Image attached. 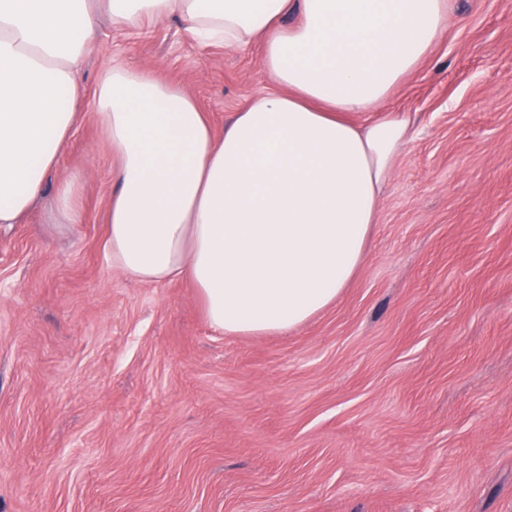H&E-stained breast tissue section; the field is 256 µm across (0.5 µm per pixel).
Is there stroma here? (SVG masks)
<instances>
[{"mask_svg":"<svg viewBox=\"0 0 512 512\" xmlns=\"http://www.w3.org/2000/svg\"><path fill=\"white\" fill-rule=\"evenodd\" d=\"M115 64L181 88L218 135L273 88L259 46L100 15L77 129L0 226V512H512V0H448L388 101L415 134L368 259L285 333L217 331L189 281L106 255ZM78 185L76 179L66 181L60 188L56 200L55 209L57 213L69 222H73L77 215L75 198Z\"/></svg>","mask_w":512,"mask_h":512,"instance_id":"35a3bbf8","label":"stroma"}]
</instances>
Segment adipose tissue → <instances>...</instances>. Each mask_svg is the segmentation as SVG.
<instances>
[{
	"label": "adipose tissue",
	"mask_w": 512,
	"mask_h": 512,
	"mask_svg": "<svg viewBox=\"0 0 512 512\" xmlns=\"http://www.w3.org/2000/svg\"><path fill=\"white\" fill-rule=\"evenodd\" d=\"M104 2L116 27L175 16L200 45H260L276 85L218 136L178 87L119 64L106 73L113 265L189 280L228 335L303 324L366 260L382 188L413 136L386 102L446 28V0ZM95 30L92 0H0V224L41 197L76 129V74Z\"/></svg>",
	"instance_id": "adipose-tissue-1"
}]
</instances>
